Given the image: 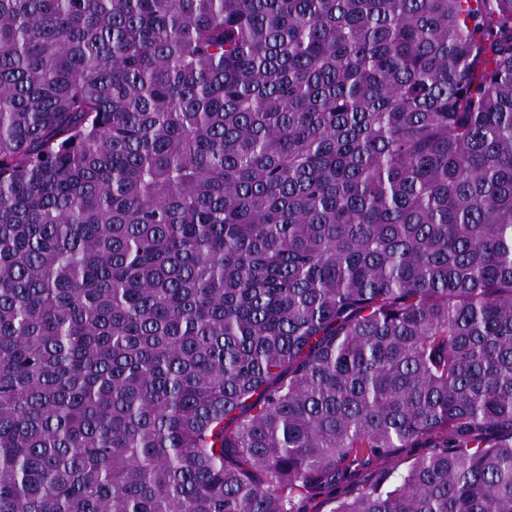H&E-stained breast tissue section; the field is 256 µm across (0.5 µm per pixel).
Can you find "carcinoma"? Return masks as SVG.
I'll list each match as a JSON object with an SVG mask.
<instances>
[{
	"label": "carcinoma",
	"mask_w": 512,
	"mask_h": 512,
	"mask_svg": "<svg viewBox=\"0 0 512 512\" xmlns=\"http://www.w3.org/2000/svg\"><path fill=\"white\" fill-rule=\"evenodd\" d=\"M323 503L512 512V0H0V512Z\"/></svg>",
	"instance_id": "obj_1"
}]
</instances>
